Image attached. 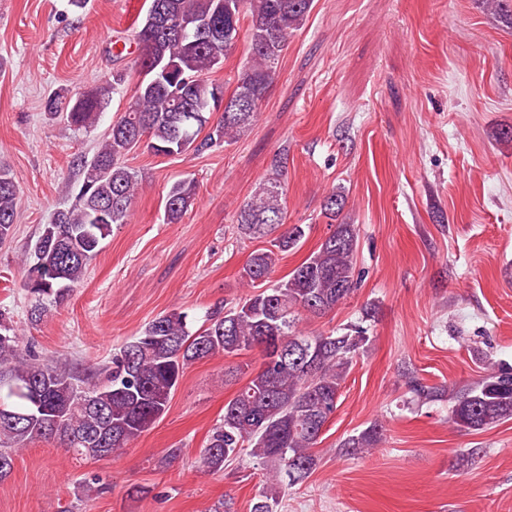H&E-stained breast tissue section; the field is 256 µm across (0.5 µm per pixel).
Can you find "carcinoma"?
<instances>
[{"label": "carcinoma", "mask_w": 512, "mask_h": 512, "mask_svg": "<svg viewBox=\"0 0 512 512\" xmlns=\"http://www.w3.org/2000/svg\"><path fill=\"white\" fill-rule=\"evenodd\" d=\"M313 0H149L134 32V62L142 76L126 110L112 122L108 138L91 159L81 162L83 178L72 188L73 201L49 224L53 239L40 234L22 258L23 288L35 297L30 323L44 319L85 276L112 226L127 223L139 189L126 155L143 143L154 154L188 150L242 138L256 121L259 105L275 77L288 38L299 29ZM246 31L248 61L216 123L214 94L223 88L207 75L227 61ZM127 81L126 69L112 72V87L100 86L68 102L52 97L51 113H65L76 128L91 126L109 90ZM210 128L206 139L198 137ZM286 162L272 168L259 192L240 209L245 233L264 236L285 224ZM192 181L171 185L165 219L178 223L195 195ZM18 186L0 170V240L16 219ZM358 226L338 224L288 278L267 285L283 254L305 236L300 224L287 227L268 249L253 252L241 274L257 292L224 312L207 315L192 330L185 312L173 310L151 320L96 371L39 357L21 348L14 315L0 308V480L9 476L18 453L36 438L57 439L77 460H90L86 435L103 440L102 459L121 454L167 411L186 365L220 354L262 348L260 369L224 405L223 418L209 431L199 464L224 470L233 455H249L265 467V480L250 512H274L286 488L304 483L316 469L312 448L337 408L342 383L354 357L368 341L354 325L339 333L301 334L303 317H321L341 304L357 279L354 252ZM284 347L304 342L309 353L275 359L265 344ZM418 397L435 399L445 388L426 386L405 372ZM450 421L484 430L512 420V366L499 364L477 381L452 392ZM382 442L373 424L339 445L348 454L368 453Z\"/></svg>", "instance_id": "obj_1"}]
</instances>
